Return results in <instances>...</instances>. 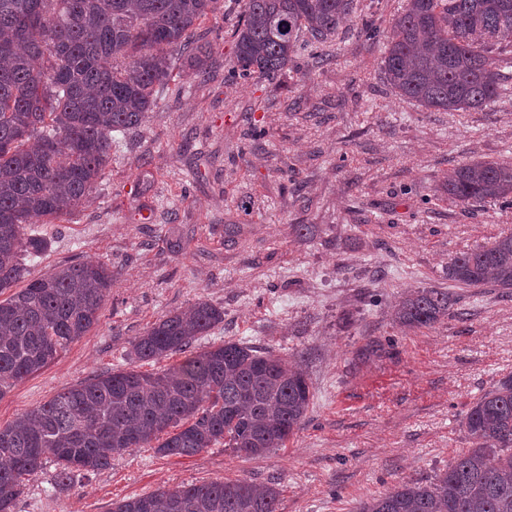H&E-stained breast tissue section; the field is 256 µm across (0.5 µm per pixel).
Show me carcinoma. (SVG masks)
Instances as JSON below:
<instances>
[{"label": "carcinoma", "instance_id": "cac0c4a2", "mask_svg": "<svg viewBox=\"0 0 512 512\" xmlns=\"http://www.w3.org/2000/svg\"><path fill=\"white\" fill-rule=\"evenodd\" d=\"M233 70L270 75L307 31L322 44L353 0H242ZM220 0H0V398L98 323L112 271L92 261L26 280L23 259L47 243L24 225L72 213L109 164L112 132L142 124L176 66L203 73L200 22ZM382 70L398 95L426 109L478 111L500 95L512 66V0H409L385 35ZM460 203L512 206V163L473 159L442 185ZM466 288L512 289V232L448 263ZM439 288L406 295L404 330L452 316ZM224 322L206 299L131 341V362L182 356L160 374L133 367L90 376L0 426V512H14L23 478L55 466V489L112 457L156 443L193 457L222 444L245 456L283 448L304 423L310 386L288 358L236 342H194ZM472 448L430 483L403 482L358 512H512V374L495 381L464 422ZM279 489L235 482L182 484L112 504V512H278Z\"/></svg>", "mask_w": 512, "mask_h": 512}]
</instances>
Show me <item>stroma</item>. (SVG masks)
Returning a JSON list of instances; mask_svg holds the SVG:
<instances>
[{
  "mask_svg": "<svg viewBox=\"0 0 512 512\" xmlns=\"http://www.w3.org/2000/svg\"><path fill=\"white\" fill-rule=\"evenodd\" d=\"M408 0H354L349 22L270 77L232 75L240 0L199 32L205 73L176 71L71 215L26 225L47 249L30 278L67 262L109 267L98 323L0 398V425L90 375L128 368L134 337L198 299L224 321L196 346L237 342L285 356L312 392L286 447L190 458L136 448L57 492L54 468L25 480L16 512H111L159 487L247 479L280 490L279 512H356L402 481H432L468 451L472 403L512 373V294L457 288L450 259L512 232V208L465 205L441 185L475 158L512 162V79L471 112L427 110L392 91L382 39ZM311 224L299 237L296 225ZM181 250H174V243ZM419 288L454 292V315L393 323ZM382 353L362 356L368 342Z\"/></svg>",
  "mask_w": 512,
  "mask_h": 512,
  "instance_id": "1",
  "label": "stroma"
}]
</instances>
